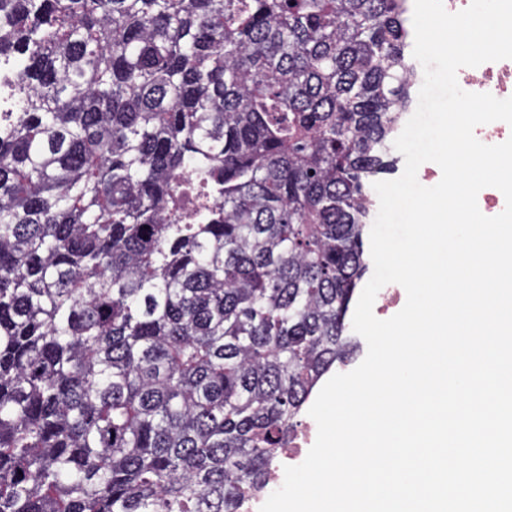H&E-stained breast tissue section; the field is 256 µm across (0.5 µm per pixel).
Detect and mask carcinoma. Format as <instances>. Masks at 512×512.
I'll list each match as a JSON object with an SVG mask.
<instances>
[{
	"label": "carcinoma",
	"instance_id": "cac0c4a2",
	"mask_svg": "<svg viewBox=\"0 0 512 512\" xmlns=\"http://www.w3.org/2000/svg\"><path fill=\"white\" fill-rule=\"evenodd\" d=\"M401 0H0V512H237L345 357Z\"/></svg>",
	"mask_w": 512,
	"mask_h": 512
}]
</instances>
